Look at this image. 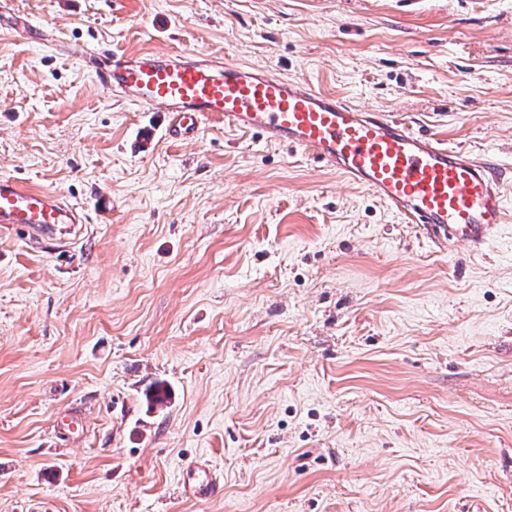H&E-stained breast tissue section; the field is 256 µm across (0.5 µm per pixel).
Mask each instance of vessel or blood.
I'll use <instances>...</instances> for the list:
<instances>
[{
    "mask_svg": "<svg viewBox=\"0 0 512 512\" xmlns=\"http://www.w3.org/2000/svg\"><path fill=\"white\" fill-rule=\"evenodd\" d=\"M96 80L138 106L167 114V137L190 142L209 120L285 143L367 188L437 250L483 251L512 222L495 164L414 130L403 118L354 106L305 80L192 52L118 53L103 44L70 48ZM84 221L81 205L0 176V225L47 232ZM220 476L205 459L180 470L178 491L205 498Z\"/></svg>",
    "mask_w": 512,
    "mask_h": 512,
    "instance_id": "vessel-or-blood-1",
    "label": "vessel or blood"
}]
</instances>
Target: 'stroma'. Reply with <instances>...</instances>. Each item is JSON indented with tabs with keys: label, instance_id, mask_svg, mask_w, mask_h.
Wrapping results in <instances>:
<instances>
[{
	"label": "stroma",
	"instance_id": "obj_1",
	"mask_svg": "<svg viewBox=\"0 0 512 512\" xmlns=\"http://www.w3.org/2000/svg\"><path fill=\"white\" fill-rule=\"evenodd\" d=\"M9 2L0 175L87 221L0 227V512H512V223L435 250L288 146L167 140L12 31L267 67L512 168V0ZM200 457L224 488L188 500Z\"/></svg>",
	"mask_w": 512,
	"mask_h": 512
}]
</instances>
